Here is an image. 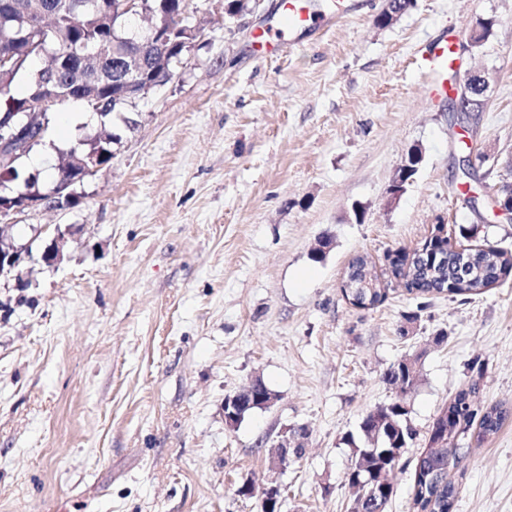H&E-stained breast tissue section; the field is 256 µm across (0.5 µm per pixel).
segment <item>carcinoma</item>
I'll return each mask as SVG.
<instances>
[{"label":"carcinoma","mask_w":512,"mask_h":512,"mask_svg":"<svg viewBox=\"0 0 512 512\" xmlns=\"http://www.w3.org/2000/svg\"><path fill=\"white\" fill-rule=\"evenodd\" d=\"M183 0H149L148 27L132 36L127 19L120 13V0H0V51L24 53L29 43H41L53 52L49 68L42 75L55 79V91L63 102L83 101L93 106L122 95L127 86L119 83L121 60L133 55L141 57L144 73L172 72L182 64L183 54L194 36L179 20ZM163 26L166 52L150 46H138L151 35V27ZM94 42L102 47L101 73L97 83L89 80L90 72L76 55L81 43ZM28 62L14 71L0 72V114L25 112L38 127V142L49 134L54 112L40 111L33 106L41 88L36 73ZM21 74L29 75V87L22 96L15 95L13 86ZM484 91L474 90L473 95L453 102L458 112H480L485 106ZM99 163L112 158L114 134L106 126L97 132ZM85 146L76 142L63 152L59 159L62 174L75 180L79 171L75 159L83 157ZM439 246L432 252L412 259L402 258L392 265L391 274L406 282L410 294H442L456 298L479 294L489 284L512 272V254L490 243L475 251L467 262L466 280L458 278L459 255L448 241L438 239ZM373 270L368 258L361 257L350 266L346 279L352 287L343 289V295L352 302L370 297V307L382 304L387 297L384 288H362L360 266ZM392 384L409 389L417 384V372L405 359L398 361L386 373ZM478 383L462 389L441 409L434 420L427 441V448L413 458L412 501L415 512H453L456 486L451 473L459 467L465 449L460 441L467 436L473 424L479 425L477 441L495 434L508 417V410L500 406L484 407L477 403ZM266 384H259L249 396L241 398L238 419L261 408L260 397L267 394ZM408 411L403 401L378 406L366 412L357 432L344 437V443L354 449L346 480L352 487L362 486L364 494L357 500V512H387L392 498V486L383 482V474L391 468L396 458H405L411 452L414 433L407 422Z\"/></svg>","instance_id":"cac0c4a2"}]
</instances>
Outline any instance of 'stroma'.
Wrapping results in <instances>:
<instances>
[{
  "instance_id": "1",
  "label": "stroma",
  "mask_w": 512,
  "mask_h": 512,
  "mask_svg": "<svg viewBox=\"0 0 512 512\" xmlns=\"http://www.w3.org/2000/svg\"><path fill=\"white\" fill-rule=\"evenodd\" d=\"M281 2L228 19L224 0H192L204 36L172 79L129 115L76 126L118 138L79 203L1 234L61 236L63 258L26 262L24 288L0 281V512H261L273 485L288 512H352L343 438L364 414L404 398L422 449L475 377L480 405L509 416L464 440L455 512H512V276L462 301L416 299L384 262L437 224L478 225L512 251V221L490 210L512 185V0H416L383 29L385 0H358L259 56ZM480 17L492 33L466 49ZM444 27L462 60L451 85L489 78L483 111H452L422 81ZM416 147L423 162L391 199ZM360 253L388 290L366 310L341 292ZM404 358L419 379L402 395L384 375ZM256 377L275 403L227 426L225 396ZM298 426L305 455L271 464Z\"/></svg>"
}]
</instances>
